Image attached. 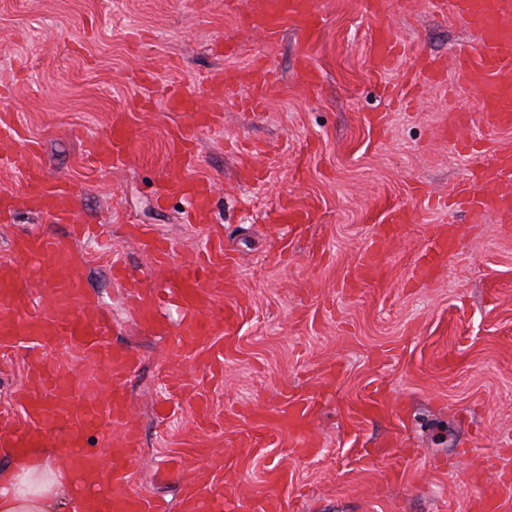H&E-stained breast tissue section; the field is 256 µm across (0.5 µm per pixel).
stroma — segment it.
Listing matches in <instances>:
<instances>
[{"instance_id": "1", "label": "stroma", "mask_w": 512, "mask_h": 512, "mask_svg": "<svg viewBox=\"0 0 512 512\" xmlns=\"http://www.w3.org/2000/svg\"><path fill=\"white\" fill-rule=\"evenodd\" d=\"M224 0H0V92L10 117L38 147L47 184L77 195L76 221L97 233L78 241L75 257L87 289L112 310V342L143 361L125 384L141 452L129 489L181 512L187 477L220 480L240 512H262L271 494L285 512H467L479 462L499 458L512 477V223L493 212L441 207L467 173L444 129L479 109L478 86L457 83L454 48L475 35L431 0H388L373 19L366 0H329L313 53L322 81L309 90L295 67L302 39L285 28L273 43L243 29ZM402 49L382 80L370 74L379 26ZM237 42L236 55L217 50ZM422 54L444 68L440 85L408 105L391 101ZM274 58L275 87L257 112L237 98L217 104L222 124L195 136L192 178L215 188V226L190 224L187 204H157L153 191L172 137L185 120L169 111L168 91L187 80L204 88L221 71ZM123 112L134 153L122 167H95L89 153L112 113ZM381 112L384 130L367 117ZM389 196L411 214L381 256L380 287L350 277L382 217L371 209ZM284 202L309 209L302 230L274 227ZM456 225L461 246L431 274L422 269L429 228ZM147 227L169 244V262L195 257L219 239L234 259L232 285L246 309L238 336L217 341L223 368L208 373L172 348L181 312L160 309L159 328L141 324L114 261L141 274L149 260L131 235ZM61 236L65 224L34 213L0 224V263L13 260L21 233ZM29 350L0 348V419L25 423L15 391ZM335 368L332 382L322 374ZM403 406L391 415L349 419L346 408L375 389ZM312 403L322 441L303 456L287 441L253 449L234 470L226 455L253 429L257 408L283 392ZM288 467L292 481L271 490L266 469Z\"/></svg>"}]
</instances>
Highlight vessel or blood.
<instances>
[{"instance_id":"vessel-or-blood-1","label":"vessel or blood","mask_w":512,"mask_h":512,"mask_svg":"<svg viewBox=\"0 0 512 512\" xmlns=\"http://www.w3.org/2000/svg\"><path fill=\"white\" fill-rule=\"evenodd\" d=\"M440 13L459 17L476 33V44L459 45L454 52L460 82L479 81L480 106L475 121L483 129L496 132L512 127V0H434ZM323 0H249L242 15L243 26L257 31L265 42L277 40L283 27L289 26L302 37L304 52L298 54L296 67L308 84H316L319 74L309 53L319 40L323 27ZM398 55V45L388 34L379 33L373 47L370 72L379 77ZM271 57H257L251 69L226 72L209 85L213 99L220 100L248 86L250 106H258L270 92L275 77ZM170 111L182 113L186 124L173 139L159 193L165 198H182L192 205L195 223L213 221V192L203 181L185 175L193 159L187 143L196 132L215 122V116L203 104L196 87L186 84L167 95ZM132 156V140L122 113H113L96 149L99 165H119ZM35 152L25 148L16 159L23 166L18 190L0 193V223L13 220L23 211H32L51 224H68L66 236L30 232L13 241L14 261L0 264V346L12 347L29 341L41 346L66 337L67 365L50 371L35 370L17 394V403L27 414L24 434L15 429H0V445L58 449L72 470L83 472L106 483L112 492V512H160L156 504L140 495L126 492L136 465L140 432L129 416V404L119 383L127 379L140 363L130 349L114 348L109 341L112 326L110 309L88 296L82 267L73 249L74 240L84 225L75 223L73 194L65 184L47 187ZM459 204L476 212L492 211L503 224L512 223V149L498 152L492 160L476 162L467 178L454 191ZM372 208L388 216L390 223L376 234L364 252L353 280L370 283L378 259L398 236L407 214L387 196H376ZM276 221L298 229L312 223L308 210L283 205ZM141 245L153 260V283L144 282L122 263H115L116 276L135 302V313L146 325L157 321L161 303L175 305L181 311L173 335L174 347L190 360L206 356V340L231 338L238 334L244 315L242 304L220 305L214 291L223 287L224 256L207 250L202 263L171 266L163 239L141 235ZM459 243L455 232L432 228L427 245L431 261L441 262L455 254ZM254 429L240 442L255 448L281 437L288 438L298 452L318 455L320 440L308 428L309 406L306 400L293 398L272 409L253 415ZM112 424V468L103 471L97 457L84 451L88 429L99 423ZM473 504L476 512H512V484L496 481L480 487ZM183 512H237L235 501L225 495L224 487L211 482L194 483L183 500Z\"/></svg>"}]
</instances>
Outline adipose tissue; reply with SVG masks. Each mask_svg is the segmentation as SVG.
I'll return each mask as SVG.
<instances>
[{"label": "adipose tissue", "instance_id": "obj_1", "mask_svg": "<svg viewBox=\"0 0 512 512\" xmlns=\"http://www.w3.org/2000/svg\"><path fill=\"white\" fill-rule=\"evenodd\" d=\"M0 467V512H59L62 504L78 507L75 482L64 466L41 448H9Z\"/></svg>", "mask_w": 512, "mask_h": 512}]
</instances>
